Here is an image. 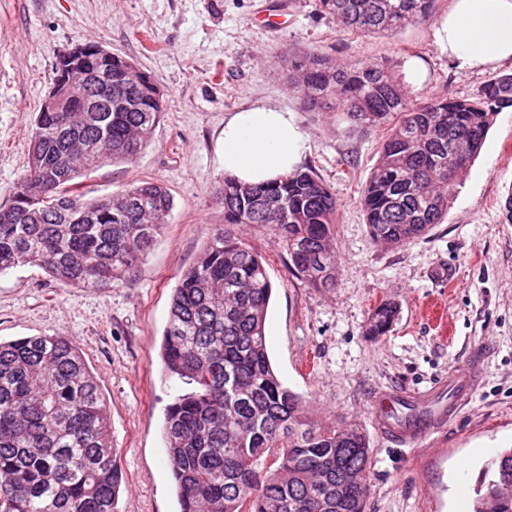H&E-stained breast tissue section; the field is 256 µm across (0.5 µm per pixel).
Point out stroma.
I'll list each match as a JSON object with an SVG mask.
<instances>
[{"mask_svg":"<svg viewBox=\"0 0 512 512\" xmlns=\"http://www.w3.org/2000/svg\"><path fill=\"white\" fill-rule=\"evenodd\" d=\"M263 0H0V205L27 164L33 119L59 54L96 42L152 75L164 113L153 140L131 163L87 176L101 197L142 181L166 185L174 208L152 250L123 281L64 287L35 266L0 275V339L64 336L83 353L106 398L112 444L125 476L118 512H178L162 427L184 392L162 378L159 350L170 299L210 232L224 222L216 189L224 178V118L269 101L294 112L306 136L303 163L339 204L332 248L336 284L310 287L288 267L275 238L243 227L266 260L273 285L266 336L274 369L315 420L363 427L372 449L366 512H466L479 478L512 446V112L500 113L471 163L446 219L398 246L374 243L359 198L386 132L304 108L288 84L289 57L315 52L340 67L387 64L401 75L423 65L414 95L476 98L493 70L442 55L435 28L450 0L395 34L341 27L316 0H284L283 26L257 15ZM451 281L438 278L439 268ZM397 304L387 335L366 327L381 301ZM447 316L438 325L429 310ZM482 355L484 373L468 405L443 432L415 448L383 439L374 398L390 388L426 389Z\"/></svg>","mask_w":512,"mask_h":512,"instance_id":"obj_1","label":"stroma"}]
</instances>
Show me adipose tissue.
<instances>
[{
	"mask_svg": "<svg viewBox=\"0 0 512 512\" xmlns=\"http://www.w3.org/2000/svg\"><path fill=\"white\" fill-rule=\"evenodd\" d=\"M435 38L441 54L469 69L512 58V0H451ZM305 144L293 112L258 101L224 119V171L244 183H266L295 169Z\"/></svg>",
	"mask_w": 512,
	"mask_h": 512,
	"instance_id": "ef3b65f1",
	"label": "adipose tissue"
}]
</instances>
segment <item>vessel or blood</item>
Here are the masks:
<instances>
[{"instance_id": "b4317fda", "label": "vessel or blood", "mask_w": 512, "mask_h": 512, "mask_svg": "<svg viewBox=\"0 0 512 512\" xmlns=\"http://www.w3.org/2000/svg\"><path fill=\"white\" fill-rule=\"evenodd\" d=\"M483 375L480 357L449 372L430 389L404 391L390 389L376 398L375 429L392 442L415 447L442 430L465 406Z\"/></svg>"}]
</instances>
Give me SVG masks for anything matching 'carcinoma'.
Masks as SVG:
<instances>
[{"label": "carcinoma", "instance_id": "obj_1", "mask_svg": "<svg viewBox=\"0 0 512 512\" xmlns=\"http://www.w3.org/2000/svg\"><path fill=\"white\" fill-rule=\"evenodd\" d=\"M337 23L395 33L426 18L433 0H317ZM293 89L310 108L354 127H387L360 199L371 239L400 245L441 223L497 116L512 110V72L475 99L417 98L386 65L338 68L317 53L290 59ZM112 73L97 112L66 96L65 79ZM59 106L41 105L27 165L0 206V272L43 269L64 286L124 280L153 248L173 209L161 183L144 181L87 198L79 179L109 162H133L164 112L155 79L98 43L76 66L55 65ZM224 225L173 289L160 347L164 376L191 391L164 422L179 512H365L370 442L356 425L320 423L275 374L266 339L273 285L261 254L238 228L281 241L291 270L332 288L338 204L311 168L264 185L226 175ZM399 314L379 303L366 334L383 336ZM125 484L100 386L63 336L0 341V512H116ZM474 512H512V448L479 481Z\"/></svg>", "mask_w": 512, "mask_h": 512}]
</instances>
